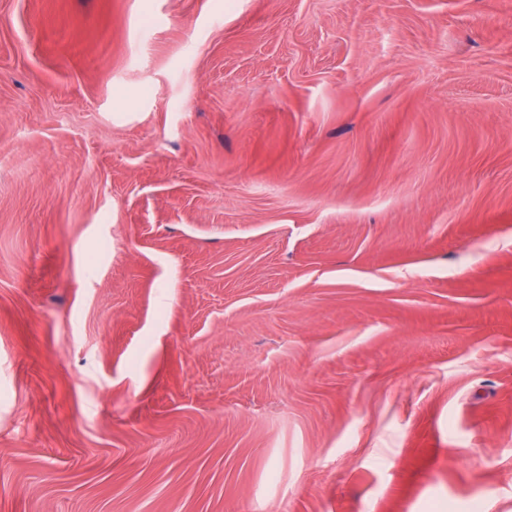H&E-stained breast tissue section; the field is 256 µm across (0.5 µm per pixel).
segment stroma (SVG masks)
<instances>
[{"mask_svg": "<svg viewBox=\"0 0 512 512\" xmlns=\"http://www.w3.org/2000/svg\"><path fill=\"white\" fill-rule=\"evenodd\" d=\"M0 512H512V0H0Z\"/></svg>", "mask_w": 512, "mask_h": 512, "instance_id": "35a3bbf8", "label": "stroma"}]
</instances>
